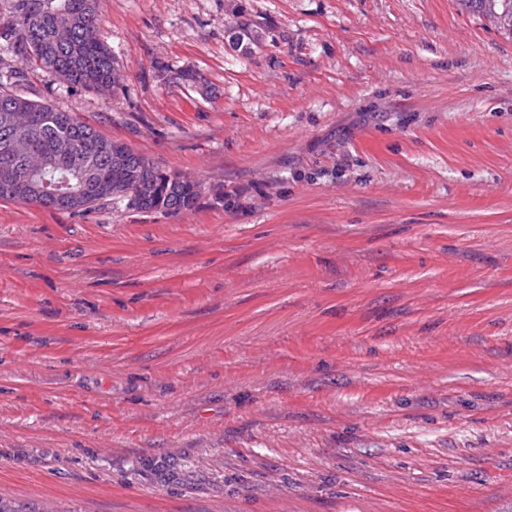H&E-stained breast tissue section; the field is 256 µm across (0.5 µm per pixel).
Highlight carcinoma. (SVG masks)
<instances>
[{
  "instance_id": "cac0c4a2",
  "label": "carcinoma",
  "mask_w": 512,
  "mask_h": 512,
  "mask_svg": "<svg viewBox=\"0 0 512 512\" xmlns=\"http://www.w3.org/2000/svg\"><path fill=\"white\" fill-rule=\"evenodd\" d=\"M462 2L512 32V0ZM94 26H101L97 0H14L8 49L55 73L71 88L107 95L121 86L124 74L102 39H87L88 30ZM226 30L237 47L258 40L247 23L234 22ZM10 110L31 115L22 148L44 154L49 163L31 172L21 156L0 152V184L10 182L16 187L13 196L0 192V201L40 206L48 191L79 190L89 171L110 185L112 191L85 190L82 212L101 201H118L142 212L176 214L192 209L204 190L202 182L166 170L144 155L129 165H116L105 153L82 152L78 135L70 125L58 120L62 111L19 91L0 89V135Z\"/></svg>"
}]
</instances>
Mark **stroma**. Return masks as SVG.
Listing matches in <instances>:
<instances>
[{
  "mask_svg": "<svg viewBox=\"0 0 512 512\" xmlns=\"http://www.w3.org/2000/svg\"><path fill=\"white\" fill-rule=\"evenodd\" d=\"M99 5L114 94L4 37L0 71L204 191L0 202V496L512 512V34L460 0Z\"/></svg>",
  "mask_w": 512,
  "mask_h": 512,
  "instance_id": "35a3bbf8",
  "label": "stroma"
}]
</instances>
